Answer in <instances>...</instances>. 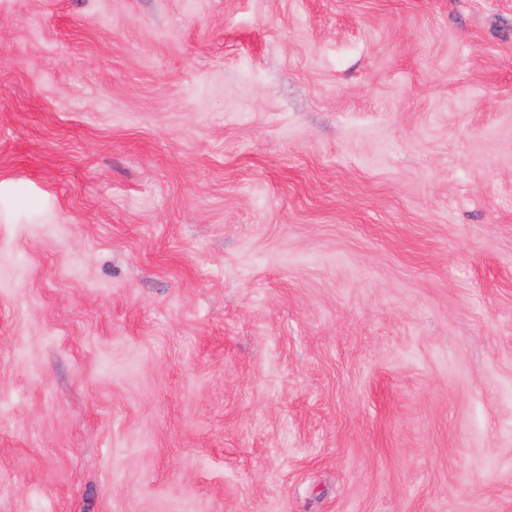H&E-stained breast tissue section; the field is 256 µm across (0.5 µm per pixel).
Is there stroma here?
Wrapping results in <instances>:
<instances>
[{
	"label": "stroma",
	"mask_w": 512,
	"mask_h": 512,
	"mask_svg": "<svg viewBox=\"0 0 512 512\" xmlns=\"http://www.w3.org/2000/svg\"><path fill=\"white\" fill-rule=\"evenodd\" d=\"M0 512H512V0H0Z\"/></svg>",
	"instance_id": "1"
}]
</instances>
